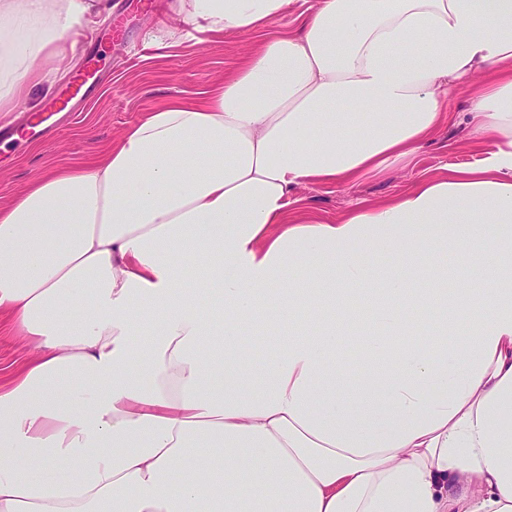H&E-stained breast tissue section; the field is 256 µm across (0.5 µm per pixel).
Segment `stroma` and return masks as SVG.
Masks as SVG:
<instances>
[{"instance_id":"obj_1","label":"stroma","mask_w":512,"mask_h":512,"mask_svg":"<svg viewBox=\"0 0 512 512\" xmlns=\"http://www.w3.org/2000/svg\"><path fill=\"white\" fill-rule=\"evenodd\" d=\"M165 2L112 0L111 17L80 33L70 76L51 77L35 88L33 108L0 128V204L53 166L80 165L103 155L145 112L216 81L257 42L253 36H205L156 47L151 36L167 21ZM468 97L467 87L457 88L450 100L453 124L387 173L347 189L310 184L300 197L313 215L333 223L357 203L400 195L444 166L477 163L485 151L470 136Z\"/></svg>"}]
</instances>
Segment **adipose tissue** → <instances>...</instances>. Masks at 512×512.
Returning a JSON list of instances; mask_svg holds the SVG:
<instances>
[{"instance_id": "adipose-tissue-1", "label": "adipose tissue", "mask_w": 512, "mask_h": 512, "mask_svg": "<svg viewBox=\"0 0 512 512\" xmlns=\"http://www.w3.org/2000/svg\"><path fill=\"white\" fill-rule=\"evenodd\" d=\"M291 2L167 0L171 44L262 40L0 206V316L34 349L0 384V512H512V0H319L263 37ZM109 10L0 0V123ZM457 86L481 162L299 207L415 154ZM316 1L317 0H296V2L291 5L286 17L272 23L262 32L263 37H272L295 30L300 20L312 12ZM301 15L303 16L300 18Z\"/></svg>"}]
</instances>
